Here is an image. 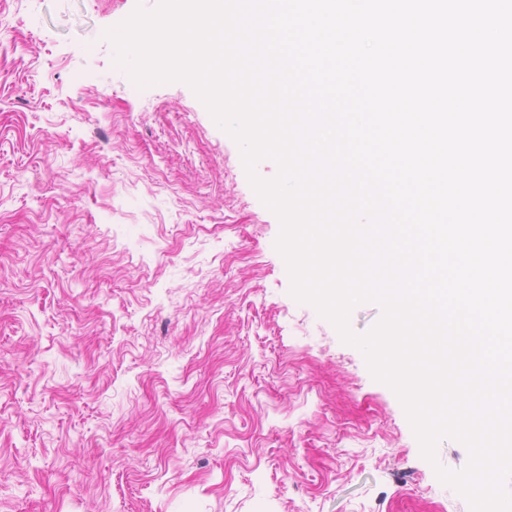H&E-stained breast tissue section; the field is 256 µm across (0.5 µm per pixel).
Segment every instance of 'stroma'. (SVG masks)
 Wrapping results in <instances>:
<instances>
[{"instance_id":"obj_1","label":"stroma","mask_w":512,"mask_h":512,"mask_svg":"<svg viewBox=\"0 0 512 512\" xmlns=\"http://www.w3.org/2000/svg\"><path fill=\"white\" fill-rule=\"evenodd\" d=\"M155 0H0V512H472L397 393L295 298L281 221Z\"/></svg>"}]
</instances>
